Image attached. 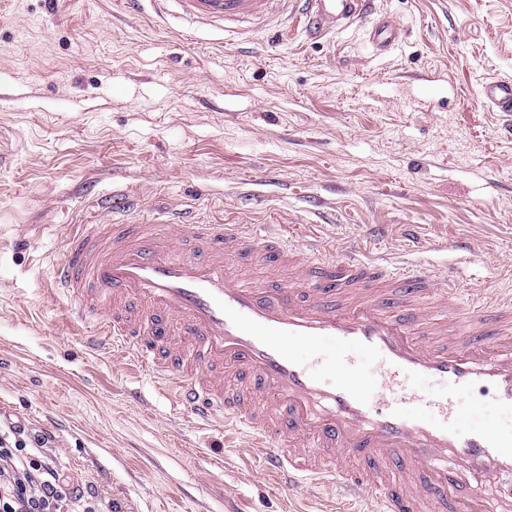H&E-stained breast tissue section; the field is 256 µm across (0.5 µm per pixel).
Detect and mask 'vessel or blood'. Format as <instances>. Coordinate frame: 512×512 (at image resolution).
<instances>
[{
	"mask_svg": "<svg viewBox=\"0 0 512 512\" xmlns=\"http://www.w3.org/2000/svg\"><path fill=\"white\" fill-rule=\"evenodd\" d=\"M153 2L202 25L285 20L312 39L368 19L379 52L401 38L391 18H370L372 0ZM482 96L512 112V79L485 81ZM129 207L97 200L53 269L73 315L93 324L89 349L120 351L197 423L242 436L270 485H312L333 512H512V436L462 426L459 409L478 392L512 412V297L464 306L434 262L307 250L190 209L114 220ZM415 379L443 383L431 411Z\"/></svg>",
	"mask_w": 512,
	"mask_h": 512,
	"instance_id": "obj_1",
	"label": "vessel or blood"
}]
</instances>
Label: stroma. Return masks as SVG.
<instances>
[{"label": "stroma", "instance_id": "1", "mask_svg": "<svg viewBox=\"0 0 512 512\" xmlns=\"http://www.w3.org/2000/svg\"><path fill=\"white\" fill-rule=\"evenodd\" d=\"M400 41L378 53L370 22L320 41L190 28L122 0H0V422L51 433V456L103 512H320L317 492L271 488L239 438L201 427L108 350L55 290L87 203L193 207L223 224H279L290 240L415 245L512 295V120L480 95L512 78V0H374ZM467 425L512 435L481 396Z\"/></svg>", "mask_w": 512, "mask_h": 512}]
</instances>
